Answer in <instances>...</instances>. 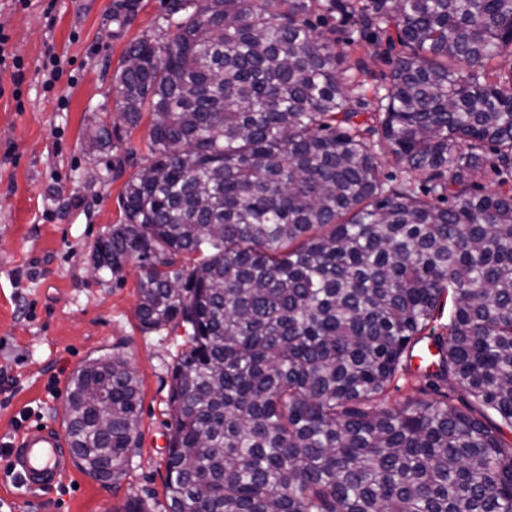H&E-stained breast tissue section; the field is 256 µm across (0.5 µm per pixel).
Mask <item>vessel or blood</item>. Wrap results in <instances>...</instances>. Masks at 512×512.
<instances>
[{
    "label": "vessel or blood",
    "mask_w": 512,
    "mask_h": 512,
    "mask_svg": "<svg viewBox=\"0 0 512 512\" xmlns=\"http://www.w3.org/2000/svg\"><path fill=\"white\" fill-rule=\"evenodd\" d=\"M11 456L24 485L32 490L53 486L70 466L65 438L50 425L28 428L13 446Z\"/></svg>",
    "instance_id": "obj_1"
}]
</instances>
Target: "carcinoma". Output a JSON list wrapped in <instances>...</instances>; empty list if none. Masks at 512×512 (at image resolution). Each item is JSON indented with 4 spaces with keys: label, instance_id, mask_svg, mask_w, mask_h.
Listing matches in <instances>:
<instances>
[{
    "label": "carcinoma",
    "instance_id": "cac0c4a2",
    "mask_svg": "<svg viewBox=\"0 0 512 512\" xmlns=\"http://www.w3.org/2000/svg\"><path fill=\"white\" fill-rule=\"evenodd\" d=\"M163 23L112 76L150 158L93 260L139 269L144 329L188 334L168 512H512V0H169ZM345 40L394 52L362 112ZM446 309L425 378L477 416L388 402ZM65 413L76 465L119 481L135 367L86 360Z\"/></svg>",
    "mask_w": 512,
    "mask_h": 512
}]
</instances>
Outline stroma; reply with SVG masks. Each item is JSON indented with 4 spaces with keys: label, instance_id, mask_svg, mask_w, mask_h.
<instances>
[{
    "label": "stroma",
    "instance_id": "35a3bbf8",
    "mask_svg": "<svg viewBox=\"0 0 512 512\" xmlns=\"http://www.w3.org/2000/svg\"><path fill=\"white\" fill-rule=\"evenodd\" d=\"M168 3L0 0V29L24 76L19 97L0 95V449L36 422L64 428L66 393L89 358L122 354L142 381L140 445L120 481L105 486L74 466L52 488L31 490L0 458V512H121L131 499L167 509V400L184 332L143 330L137 270L118 284L92 262L98 238L123 221L126 182L148 160V125L121 132L104 153H89L86 140L115 109L112 75L127 44L157 37ZM124 9L129 20L117 24L112 14ZM52 56L64 73L50 88ZM437 392L467 405L451 382L430 390L412 365L390 398Z\"/></svg>",
    "mask_w": 512,
    "mask_h": 512
}]
</instances>
